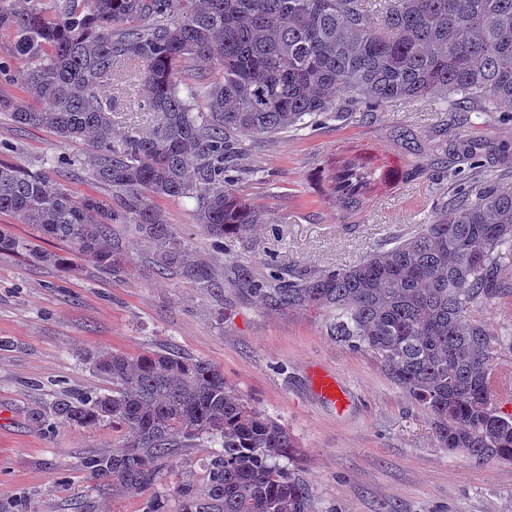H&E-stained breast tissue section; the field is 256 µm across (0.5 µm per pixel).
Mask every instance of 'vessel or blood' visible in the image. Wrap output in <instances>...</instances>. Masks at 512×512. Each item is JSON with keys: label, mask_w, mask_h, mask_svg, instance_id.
Masks as SVG:
<instances>
[{"label": "vessel or blood", "mask_w": 512, "mask_h": 512, "mask_svg": "<svg viewBox=\"0 0 512 512\" xmlns=\"http://www.w3.org/2000/svg\"><path fill=\"white\" fill-rule=\"evenodd\" d=\"M406 167L405 158L395 152L383 151L375 140L366 138L350 146V152L342 164L345 178L336 182L337 193L347 191L372 196L374 185L386 187L389 196H397L404 188L402 178ZM313 380L318 391L331 401H339L340 394L334 373L317 369Z\"/></svg>", "instance_id": "vessel-or-blood-1"}]
</instances>
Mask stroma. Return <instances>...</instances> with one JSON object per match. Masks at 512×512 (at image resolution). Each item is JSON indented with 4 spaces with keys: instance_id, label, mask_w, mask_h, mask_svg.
Listing matches in <instances>:
<instances>
[{
    "instance_id": "obj_1",
    "label": "stroma",
    "mask_w": 512,
    "mask_h": 512,
    "mask_svg": "<svg viewBox=\"0 0 512 512\" xmlns=\"http://www.w3.org/2000/svg\"><path fill=\"white\" fill-rule=\"evenodd\" d=\"M140 85L126 74L115 86L117 130L149 131L153 112L135 111ZM416 131L425 170L401 199L348 217L320 195L311 175L336 139L372 133L390 146L392 129ZM243 167L235 185L268 221L216 248L196 223L194 201L157 205L194 256L215 269L206 290L159 273L153 249L130 226L113 238L127 257L121 279L49 239L44 249L69 260L63 268L22 252H0V512H144L146 495L99 488L83 467L111 453L120 430L111 423L41 429L38 417L64 394L107 393L111 383L90 362L99 351L139 355L174 350L220 367L254 406L277 417L296 440L290 467L310 489V512H512V462L478 461L438 448L430 416L388 377L371 352L333 336L332 313L315 307L267 309L244 293L238 264L281 286L355 265L392 247L443 205L474 189L477 173L462 157L472 146L493 188L512 190V167L492 152L512 145V106L473 111L468 124L441 96L371 114L346 111L273 136L238 138ZM92 147L59 143L50 131L16 125L0 112V163L59 177L74 195L111 200L85 165ZM66 163L53 168L51 159ZM466 318L497 339L494 361L512 367V294L470 307ZM333 371L342 404L319 396L314 369ZM205 448H182L162 464L167 491L206 483Z\"/></svg>"
}]
</instances>
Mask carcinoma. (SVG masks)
<instances>
[{
    "mask_svg": "<svg viewBox=\"0 0 512 512\" xmlns=\"http://www.w3.org/2000/svg\"><path fill=\"white\" fill-rule=\"evenodd\" d=\"M388 2L380 33L359 0H60L51 16L39 0L0 4V30L14 35L13 57L26 62V98L0 94V112L64 144L92 140L88 171L117 198L114 207L76 197L44 174L0 165V214L67 242L115 277L124 264L112 225L131 224L152 244L158 269L213 286L212 267L193 257L154 199L195 200L196 223L221 244L262 223L233 189L237 134H279L307 116L432 94L461 112L512 104V0ZM189 61L212 80L183 97ZM126 62L140 64L143 107L160 116L148 133L113 130L112 79ZM395 143L409 162L406 181L419 178L418 135L400 127ZM20 250L56 261L1 229L0 251ZM511 253L512 191L484 188L348 269L286 288L264 285L245 265L236 271L245 292L272 308L335 313L336 335L371 352L430 415L437 447L512 462V413L493 388L512 389V369L496 370L497 340L465 319L505 291L502 259ZM94 367L112 393L61 397L40 419L43 428L120 426L118 449L85 461L92 479L147 493L146 512H168L160 462L207 445L215 452L206 485H181L179 512H309L308 486L281 464L295 439L219 367L171 350L102 352Z\"/></svg>",
    "mask_w": 512,
    "mask_h": 512,
    "instance_id": "carcinoma-1",
    "label": "carcinoma"
}]
</instances>
